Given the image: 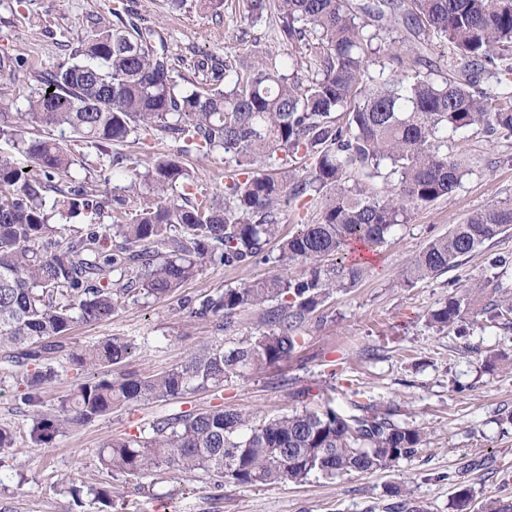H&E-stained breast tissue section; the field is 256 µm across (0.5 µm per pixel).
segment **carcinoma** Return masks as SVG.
<instances>
[{
	"label": "carcinoma",
	"instance_id": "1",
	"mask_svg": "<svg viewBox=\"0 0 512 512\" xmlns=\"http://www.w3.org/2000/svg\"><path fill=\"white\" fill-rule=\"evenodd\" d=\"M198 6L212 23L223 22L224 0ZM244 8L256 21L276 13L287 50L191 48L175 57L158 27L131 18L126 5L112 9L111 21H90L71 62L37 76L40 89L21 114L28 130L13 125L12 102L0 98V137L16 141L38 171L0 154V345L18 351L12 377L30 407L42 406L43 385L54 375L44 361L63 351L56 339L73 323H97L129 300L165 296L208 266L276 268L264 281L193 304L192 313L214 319L219 330L257 311L258 334L227 347L222 340L192 347L180 364L155 374L87 379L59 401L54 418L35 423L36 445L114 410L221 388L288 361L309 314L364 276L349 246H381L413 209L461 185L465 168L453 137L475 127L512 136V0H244ZM401 20L417 38L412 46L393 36ZM424 36L448 44V69L428 57ZM408 70L414 75L402 76ZM57 127L101 155L144 135L172 137L181 152L202 159L222 152L224 205L208 182L159 152L142 171L114 161L113 172L139 200L133 212L126 199L87 180L59 184L74 160L41 136ZM353 167L393 180L394 191L380 196L351 182ZM308 198L320 201L318 214L284 234L283 208ZM81 209L112 211L115 243L93 220L72 229L52 222ZM508 227L511 199L472 213L426 244L403 285L461 265ZM471 291L455 288L430 324L447 329L469 319L512 328L511 294L491 295L475 310ZM135 349L114 336L72 349L66 360L82 372L119 367ZM425 442L422 429L389 410L364 406L346 415L328 396L317 409L261 420L221 405L156 417L106 441L97 463L113 475L201 471L218 486L245 487L369 474Z\"/></svg>",
	"mask_w": 512,
	"mask_h": 512
}]
</instances>
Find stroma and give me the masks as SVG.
<instances>
[{
    "instance_id": "1",
    "label": "stroma",
    "mask_w": 512,
    "mask_h": 512,
    "mask_svg": "<svg viewBox=\"0 0 512 512\" xmlns=\"http://www.w3.org/2000/svg\"><path fill=\"white\" fill-rule=\"evenodd\" d=\"M117 0H0V92L9 91L11 114L20 117L26 99L39 89L38 73L69 59L88 18L108 15ZM138 14L158 25L171 52L196 46L212 51L236 45L238 39L281 50L274 16L251 22L238 0H225L224 21L202 18L196 0L169 12L164 0H133ZM464 157L467 172L452 196L415 208L410 221L368 253L364 277L334 294L310 314L304 342L290 361L263 374L199 390L184 397L121 409L92 423L33 446L29 432L36 415L54 413L60 399L86 380L62 354L49 361L57 375L45 386L43 405L32 412L23 391L7 374L0 346V427L10 428L15 446L0 454V512H389L401 488L421 512H454L459 487L471 489L475 503L512 499V329L461 322L439 332L428 314L447 301L455 285H480L476 305L488 300V288L512 292V267H493L492 260L512 254V230L500 234L448 273L406 287L403 271L431 238L448 233L468 214L512 198V138L487 137L480 129L451 143ZM271 264L246 268L208 267L194 280L160 299L125 303L97 324L74 323L61 343L73 349L105 337L134 339L137 348L125 371L150 375L179 364L186 351L216 338L225 342L251 336L259 316L243 313L233 330L218 334L212 319L192 314L189 300L210 292L272 275ZM505 358L492 370L482 356ZM300 396H291V389ZM333 391L337 406L358 414L360 406L391 408L394 418L423 429L427 443L411 457L371 474L329 480L309 477L302 483L255 487H215L200 472H167L144 478L109 476L95 462L97 448L113 436L135 433L154 417L200 411L221 404L256 418L302 407L316 408L323 393ZM73 480L81 497L65 485ZM107 486L112 502L101 506L88 490Z\"/></svg>"
}]
</instances>
